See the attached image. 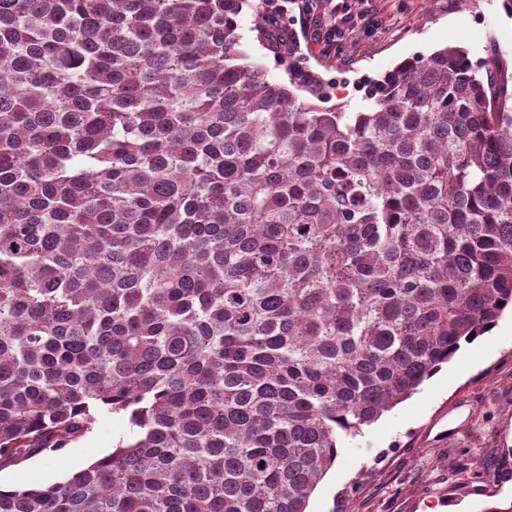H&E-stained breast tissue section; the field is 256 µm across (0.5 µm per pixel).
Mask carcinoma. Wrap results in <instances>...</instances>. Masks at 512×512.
<instances>
[{"label": "carcinoma", "instance_id": "carcinoma-1", "mask_svg": "<svg viewBox=\"0 0 512 512\" xmlns=\"http://www.w3.org/2000/svg\"><path fill=\"white\" fill-rule=\"evenodd\" d=\"M251 0H0V512H307L343 441L512 305V95L448 46L349 112ZM486 76H481V73ZM129 435L130 425L127 416L105 413L99 417L90 433L75 439L59 455L39 456L20 465L2 469L0 477L2 481L16 487H28L35 481H40L39 484L58 482L94 459L108 454L119 440L126 439ZM38 462L43 465L41 476L31 478L30 475L34 472L29 466Z\"/></svg>", "mask_w": 512, "mask_h": 512}]
</instances>
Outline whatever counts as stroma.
<instances>
[{
    "mask_svg": "<svg viewBox=\"0 0 512 512\" xmlns=\"http://www.w3.org/2000/svg\"><path fill=\"white\" fill-rule=\"evenodd\" d=\"M299 42L287 54L258 30L262 14L245 10L241 48L275 82L302 62L334 88L333 103L354 111L364 85L403 59L457 46L471 59L512 60V18L500 0H333L318 20L301 0H284ZM378 20L372 31L345 35L330 48L327 30L344 15ZM130 434L128 418L103 414L93 430L60 454L42 458L40 483L61 481L115 448ZM512 503V311L459 351L407 401L346 440L335 465L311 496L308 512H477Z\"/></svg>",
    "mask_w": 512,
    "mask_h": 512,
    "instance_id": "1",
    "label": "stroma"
}]
</instances>
